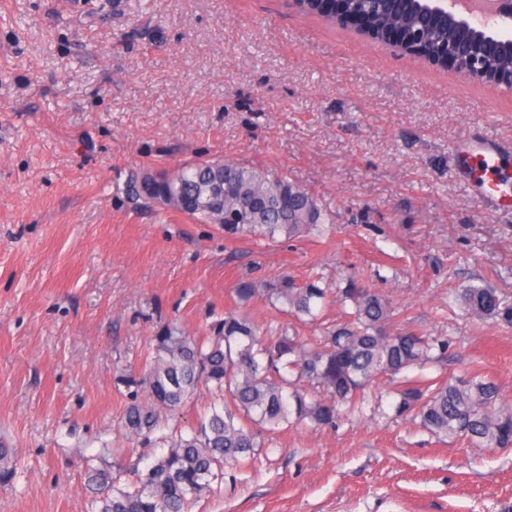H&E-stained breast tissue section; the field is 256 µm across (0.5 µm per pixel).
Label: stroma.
<instances>
[{
    "label": "stroma",
    "mask_w": 512,
    "mask_h": 512,
    "mask_svg": "<svg viewBox=\"0 0 512 512\" xmlns=\"http://www.w3.org/2000/svg\"><path fill=\"white\" fill-rule=\"evenodd\" d=\"M478 138L512 164V92L295 0H0V512H91L85 458L125 482L158 456L119 425L129 385L164 326L209 335L243 281L355 273L448 338L427 375L477 371L512 403V326L456 301L479 278L512 294V212L452 171ZM208 160L286 174L321 233L231 240L118 197L130 170ZM394 403L382 379L335 428L262 432L192 512H512V448Z\"/></svg>",
    "instance_id": "stroma-1"
}]
</instances>
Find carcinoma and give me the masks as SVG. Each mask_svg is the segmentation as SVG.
I'll list each match as a JSON object with an SVG mask.
<instances>
[{
	"label": "carcinoma",
	"instance_id": "obj_1",
	"mask_svg": "<svg viewBox=\"0 0 512 512\" xmlns=\"http://www.w3.org/2000/svg\"><path fill=\"white\" fill-rule=\"evenodd\" d=\"M328 2L336 0H299L298 5L334 21L336 8L325 7ZM419 10L414 6L399 19L402 34L417 28ZM341 21L389 42L386 0H347ZM464 35L444 19L440 32L422 34L403 48L445 68L447 41ZM119 192L137 209L162 205L199 224H214L231 238H295L325 216L312 193L282 174L214 161L172 172L142 169ZM259 292L300 321L316 319L315 310L333 298L344 321L321 336H300L288 327L263 336L246 314L231 310L212 325L206 340L166 327L155 337L140 379L149 401L131 397L120 420L127 435L166 451L145 470L134 469L135 480L122 486L107 464L86 461L96 490L93 512H190L214 482L224 480L225 465L246 468L257 459L261 443L253 426L270 432L295 424L333 428L340 406H355L358 394L381 376L396 384V415L419 420L438 437H463L479 448H512V405L501 403L498 385L479 372L451 379L421 373L448 350V339L402 327L401 311L386 295L351 275L334 288L316 281L298 286L283 278L262 290L249 281L236 289L242 302ZM457 300L473 318L512 324V297L484 283L466 285ZM414 369L417 375H405ZM200 387L212 396L209 412L188 435L164 432L162 413L180 409Z\"/></svg>",
	"mask_w": 512,
	"mask_h": 512
}]
</instances>
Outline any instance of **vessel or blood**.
Here are the masks:
<instances>
[{
  "label": "vessel or blood",
  "instance_id": "1",
  "mask_svg": "<svg viewBox=\"0 0 512 512\" xmlns=\"http://www.w3.org/2000/svg\"><path fill=\"white\" fill-rule=\"evenodd\" d=\"M452 156L458 177L477 180L483 198L492 202L495 208L512 207V191L503 189L500 181L492 177L499 163L496 147L483 141H468L455 145Z\"/></svg>",
  "mask_w": 512,
  "mask_h": 512
}]
</instances>
